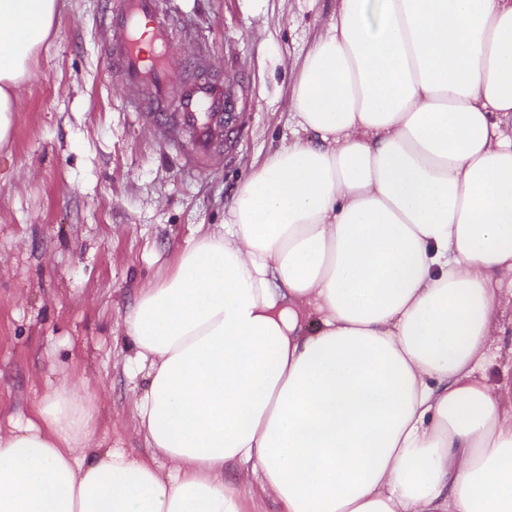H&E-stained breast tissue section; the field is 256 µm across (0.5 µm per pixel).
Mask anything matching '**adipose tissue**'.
<instances>
[{
    "label": "adipose tissue",
    "instance_id": "obj_1",
    "mask_svg": "<svg viewBox=\"0 0 512 512\" xmlns=\"http://www.w3.org/2000/svg\"><path fill=\"white\" fill-rule=\"evenodd\" d=\"M57 0H0V148ZM294 130L124 322L154 463L46 395L0 512H512V0H338Z\"/></svg>",
    "mask_w": 512,
    "mask_h": 512
}]
</instances>
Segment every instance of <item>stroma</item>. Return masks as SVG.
Wrapping results in <instances>:
<instances>
[{
	"instance_id": "stroma-1",
	"label": "stroma",
	"mask_w": 512,
	"mask_h": 512,
	"mask_svg": "<svg viewBox=\"0 0 512 512\" xmlns=\"http://www.w3.org/2000/svg\"><path fill=\"white\" fill-rule=\"evenodd\" d=\"M59 17L0 149V428L56 386L96 405L95 441L154 458L140 430L124 316L189 238L219 231L237 188L293 137L292 88L337 0H168L237 99L225 157L194 169L129 108L112 68V0Z\"/></svg>"
}]
</instances>
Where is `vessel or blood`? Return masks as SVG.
Instances as JSON below:
<instances>
[{"label":"vessel or blood","instance_id":"vessel-or-blood-1","mask_svg":"<svg viewBox=\"0 0 512 512\" xmlns=\"http://www.w3.org/2000/svg\"><path fill=\"white\" fill-rule=\"evenodd\" d=\"M111 25L115 69L134 110L180 144L190 165L228 150L234 93L221 80L184 77L194 39L163 0H117Z\"/></svg>","mask_w":512,"mask_h":512}]
</instances>
